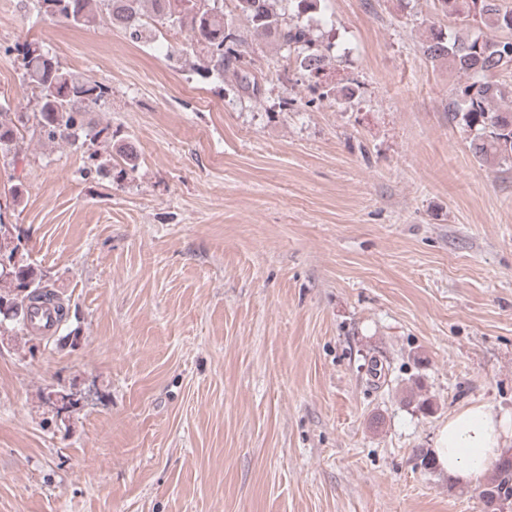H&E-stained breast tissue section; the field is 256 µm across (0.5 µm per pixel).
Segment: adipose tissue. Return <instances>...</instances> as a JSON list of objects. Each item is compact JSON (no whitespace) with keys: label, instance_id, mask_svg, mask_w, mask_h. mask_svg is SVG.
Masks as SVG:
<instances>
[{"label":"adipose tissue","instance_id":"adipose-tissue-1","mask_svg":"<svg viewBox=\"0 0 512 512\" xmlns=\"http://www.w3.org/2000/svg\"><path fill=\"white\" fill-rule=\"evenodd\" d=\"M512 425L483 405L468 407L444 424L432 453L440 468L457 483L475 484L489 475Z\"/></svg>","mask_w":512,"mask_h":512}]
</instances>
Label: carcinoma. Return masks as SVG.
<instances>
[{
	"label": "carcinoma",
	"mask_w": 512,
	"mask_h": 512,
	"mask_svg": "<svg viewBox=\"0 0 512 512\" xmlns=\"http://www.w3.org/2000/svg\"><path fill=\"white\" fill-rule=\"evenodd\" d=\"M223 0H38L48 16L74 27L100 22L118 29L133 42L145 32H162L168 27L185 29L191 49L199 50L202 63L196 66L201 77L224 79L230 72L235 83L226 92H257L245 68L255 53L253 36H260L300 57L299 67L312 79L326 66L332 44L316 38L300 16L315 9L318 0H293L296 14L279 10L280 0H235L236 15L224 16ZM440 10L456 17L462 25L482 26L495 32L491 37L462 38L430 28L422 44L423 55L431 62L446 64L465 77L454 88L448 105V121L471 134L469 149L485 164L512 162V112L492 108L496 100L512 99V83L494 79L512 67V9L502 0H437ZM498 31L508 32L499 37ZM22 52V81L35 101L33 119L47 138L67 143L86 142L81 114L112 96V87L92 77L75 75L61 61L28 46ZM22 118L0 104V152L17 151L24 144ZM21 259L0 258V335L12 326L25 327L35 311L53 308L63 317L65 306L54 302L49 275L28 262L27 238L16 235ZM480 497L484 512H503L512 503V451L506 449L494 465Z\"/></svg>",
	"instance_id": "obj_1"
}]
</instances>
